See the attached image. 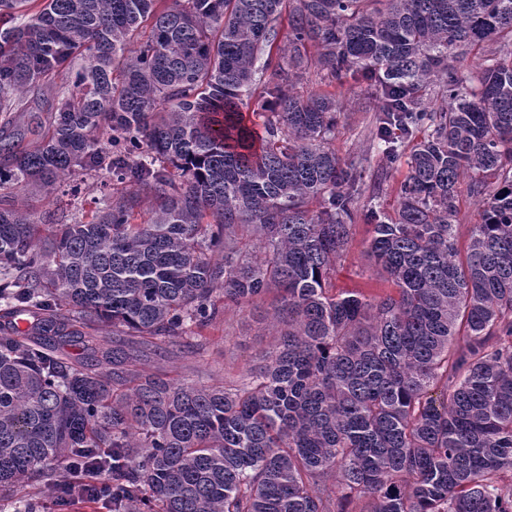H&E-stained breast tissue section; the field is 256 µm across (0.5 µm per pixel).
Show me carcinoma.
Returning <instances> with one entry per match:
<instances>
[{"label":"carcinoma","mask_w":512,"mask_h":512,"mask_svg":"<svg viewBox=\"0 0 512 512\" xmlns=\"http://www.w3.org/2000/svg\"><path fill=\"white\" fill-rule=\"evenodd\" d=\"M312 68L376 87L375 139L409 151L394 214L359 209L363 166L330 148L339 100L297 91ZM64 182L98 206L39 223L0 193V493L512 512V0H0V190ZM464 191L480 221L462 252ZM358 218L392 293L333 284ZM269 293L281 331L246 374L140 366V346L200 342Z\"/></svg>","instance_id":"1"}]
</instances>
